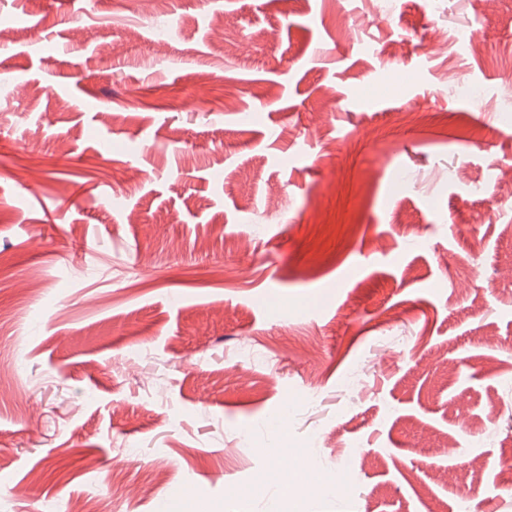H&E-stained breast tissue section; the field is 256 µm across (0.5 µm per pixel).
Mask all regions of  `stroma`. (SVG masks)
Returning a JSON list of instances; mask_svg holds the SVG:
<instances>
[{"instance_id": "obj_1", "label": "stroma", "mask_w": 512, "mask_h": 512, "mask_svg": "<svg viewBox=\"0 0 512 512\" xmlns=\"http://www.w3.org/2000/svg\"><path fill=\"white\" fill-rule=\"evenodd\" d=\"M4 23L0 512H454L477 468L475 512H512V0H6Z\"/></svg>"}]
</instances>
